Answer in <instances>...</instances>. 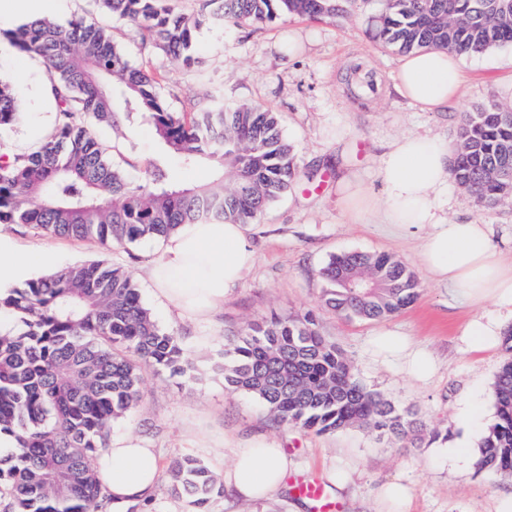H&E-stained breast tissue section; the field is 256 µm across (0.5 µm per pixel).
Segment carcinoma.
Returning <instances> with one entry per match:
<instances>
[{
	"label": "carcinoma",
	"instance_id": "carcinoma-1",
	"mask_svg": "<svg viewBox=\"0 0 512 512\" xmlns=\"http://www.w3.org/2000/svg\"><path fill=\"white\" fill-rule=\"evenodd\" d=\"M112 16L153 37L166 55L189 64L201 26L265 25L281 16L343 17L365 0H203L196 15L170 0H96ZM384 45L409 53L444 49L457 56L512 46V0H385L377 19ZM42 59L58 113L36 152L0 151V223L36 233L126 246L164 238L183 224H252L298 178L293 147L278 113L215 100L202 111L172 112L160 95L163 75L137 67L97 23L33 19L10 33ZM152 127L165 150L192 167L202 160L232 173L229 186L184 187L157 166L137 184L114 166L92 126L112 130L120 115ZM0 82V131L19 118ZM512 112L490 101L460 118L453 179L479 209L512 199ZM324 304L361 320L391 317L412 305L422 285L384 252L336 254L319 271ZM24 330L0 334V433L15 437L0 459V512H112L92 460L110 444L112 421L142 399L149 369L182 373L180 337L143 305L130 272L103 261L28 280L0 297ZM494 384L496 421L479 443L477 466L512 477V328ZM224 382L259 400L280 423L318 433L368 427L402 441L439 432L364 386L350 359L319 333L312 315L274 316L227 338ZM171 490L206 512L222 492L211 472L185 457L170 470Z\"/></svg>",
	"mask_w": 512,
	"mask_h": 512
}]
</instances>
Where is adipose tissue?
Wrapping results in <instances>:
<instances>
[{
  "instance_id": "adipose-tissue-1",
  "label": "adipose tissue",
  "mask_w": 512,
  "mask_h": 512,
  "mask_svg": "<svg viewBox=\"0 0 512 512\" xmlns=\"http://www.w3.org/2000/svg\"><path fill=\"white\" fill-rule=\"evenodd\" d=\"M462 70L456 55L428 49L400 62L394 90L425 112H444L461 97ZM381 200H374L360 176L340 172L337 190L348 222L383 224L396 235L422 234V265L432 281L447 285L473 315L462 330L470 353L497 348L512 315V263L495 253L486 225L449 222L436 202L449 177L448 146L428 135L395 139L381 157ZM255 252L244 225L186 224L163 240L150 268V280L163 305L179 316L207 319L224 306L252 267ZM52 252L22 249L0 240V286L22 273L50 268ZM377 347L398 359L414 379L436 369L434 358L406 335L380 333ZM292 462L272 438L259 436L237 447L224 468V485L245 501L270 500L284 488ZM94 469L112 499V512L147 504L161 478V456L134 435L113 438Z\"/></svg>"
}]
</instances>
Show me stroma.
<instances>
[{
    "label": "stroma",
    "instance_id": "1",
    "mask_svg": "<svg viewBox=\"0 0 512 512\" xmlns=\"http://www.w3.org/2000/svg\"><path fill=\"white\" fill-rule=\"evenodd\" d=\"M382 0H366L344 19L309 20L281 17L262 28L241 27L229 33L202 28L191 64L169 59L154 44L143 42L140 29L98 10L94 0H74L72 17L109 28L130 62L161 71V95L166 106L183 112L223 96L228 104L260 105L278 112L284 134L294 147L299 177L290 191L246 230L257 252L256 263L243 284L209 319L185 320L164 308L151 287L146 266L159 240L144 239L124 247L94 241L48 237L19 225H0V234L21 247H48L56 268L87 261H106L128 269L143 304L159 325L180 336L191 368L181 375L148 372L138 405L115 421L112 435L136 434L158 448L162 467L193 457L221 476L231 443L256 433L281 440L293 461L291 480L312 475L326 479V491L340 512H381L380 487L398 479L412 490L410 512H495L498 495L512 490L504 479L478 470L475 462L449 463L444 446L467 441L470 429L459 411L478 401L487 422H494L492 388L506 358L497 348L471 355L461 340L470 312L447 287L429 280L419 261L418 237H398L381 224L346 223L336 195V171L346 166L359 172L371 189H378L377 167L387 146L398 137L417 133L455 145L461 113L488 102L512 107V47L495 48L460 59L463 96L445 112H424L393 93H374L362 100L344 86L341 70L352 59L368 62L385 84H392L401 52L369 35L371 19ZM307 35L302 53L288 54V32ZM9 30H0V79L8 82L24 120L0 133V149L15 153L27 134V120L39 112L36 88L47 81L44 67L9 44ZM345 130L349 150H336V132ZM113 163L133 179L143 178L151 164L167 162L173 179L185 184L208 182L207 165L189 169L165 161L150 126L124 122L119 132L100 131ZM439 202L449 219L488 224L493 247L512 259V202L477 210L470 195L449 183ZM386 252L404 261L422 284L419 299L406 310L379 321L349 320L322 301L320 269L332 255L349 251ZM312 314L322 336L352 360L358 378L396 405L412 407L437 428L435 442L406 447L393 438L359 428L318 433L274 422L255 398L227 388L219 370L224 361V337L271 316ZM400 328L426 346L437 359L430 381L416 382L376 353L372 339L379 332ZM350 472L344 486L332 475ZM314 512V504L284 490L275 499L242 504L230 494L214 496L208 512Z\"/></svg>",
    "mask_w": 512,
    "mask_h": 512
}]
</instances>
